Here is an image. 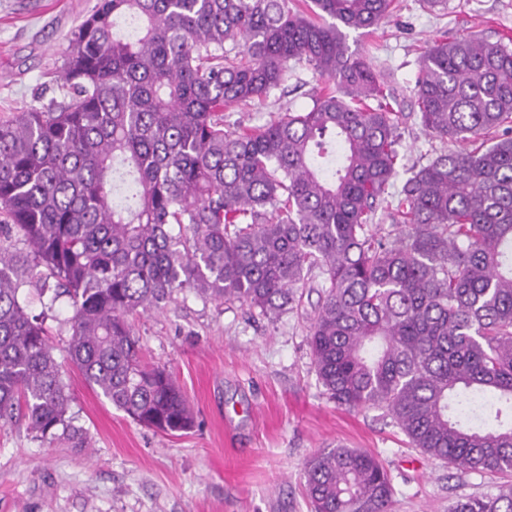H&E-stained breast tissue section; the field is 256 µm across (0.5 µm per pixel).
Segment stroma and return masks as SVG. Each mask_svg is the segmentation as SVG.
Here are the masks:
<instances>
[{"label":"stroma","mask_w":512,"mask_h":512,"mask_svg":"<svg viewBox=\"0 0 512 512\" xmlns=\"http://www.w3.org/2000/svg\"><path fill=\"white\" fill-rule=\"evenodd\" d=\"M96 0H0V119L64 101L60 75L72 30ZM512 37V0H418L371 33L347 43L374 68L390 70L400 116L399 190L420 165L453 151L424 132L412 88L417 57L442 36ZM300 88L227 122L264 125L284 108L300 112L321 78L298 72ZM298 307L275 318L237 302L174 294L161 309L128 317L145 362L165 368L189 400L194 428L167 435L144 427L90 386L67 354L70 308L48 319L53 355L71 396L70 412L88 443L75 448L36 438L23 422L0 424V512H311L307 460L343 446L373 453L390 473L392 512H448L458 500L496 494L499 474L457 475L411 447L378 409L336 407L320 386L309 347L317 283Z\"/></svg>","instance_id":"obj_1"}]
</instances>
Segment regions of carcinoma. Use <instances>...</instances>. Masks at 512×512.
I'll use <instances>...</instances> for the list:
<instances>
[{
  "instance_id": "carcinoma-1",
  "label": "carcinoma",
  "mask_w": 512,
  "mask_h": 512,
  "mask_svg": "<svg viewBox=\"0 0 512 512\" xmlns=\"http://www.w3.org/2000/svg\"><path fill=\"white\" fill-rule=\"evenodd\" d=\"M395 0H96L72 31L70 99L0 123V420L85 440L46 320L137 423L194 425L169 373L142 363L127 316L189 289L275 318L320 278L309 345L336 405L386 412L458 474L512 475V40L436 39L412 89L424 131L453 140L403 184L384 73L346 44ZM323 80L261 127L224 110ZM386 205L408 230L378 237ZM313 512H390L371 453L304 469ZM450 512H512V484Z\"/></svg>"
}]
</instances>
